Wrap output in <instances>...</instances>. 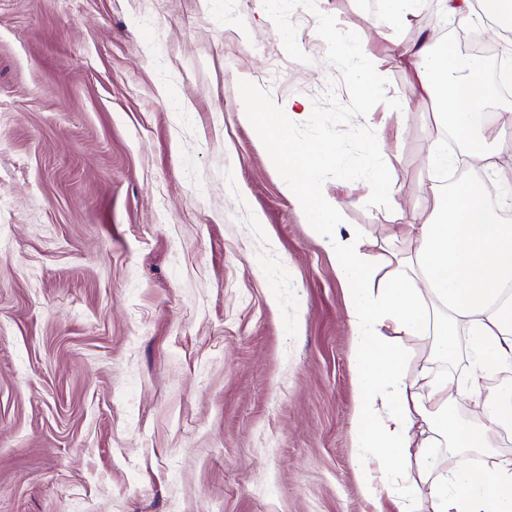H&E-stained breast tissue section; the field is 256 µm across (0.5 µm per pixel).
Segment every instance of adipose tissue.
<instances>
[{
    "mask_svg": "<svg viewBox=\"0 0 512 512\" xmlns=\"http://www.w3.org/2000/svg\"><path fill=\"white\" fill-rule=\"evenodd\" d=\"M414 65V82L433 102L439 126L471 143L472 157L487 170L502 157L500 123L485 106L491 89L479 68L461 59L434 34L404 46ZM242 115L261 132L273 159L284 168L285 191L304 210L309 224L336 244V268L348 295L357 336L354 352L362 405L354 425L362 456H382L379 474L365 473L370 494L396 497L402 508L422 501V512H512V459L438 471L434 448L477 450L512 436V387L495 391L486 403L489 422L475 424L457 413L467 390L483 375L512 368V224L503 221L479 184L448 183V154L427 157L435 172V205L419 223L399 225L396 235L412 249L392 254L384 285L371 289V266L361 242L338 229L339 203L324 199L321 175L335 161L333 145H294L284 137L277 113L260 106L248 82H241ZM466 330L476 375L468 387L422 369L407 375L405 339H435L436 352L455 348L453 333ZM415 459L428 495L410 479Z\"/></svg>",
    "mask_w": 512,
    "mask_h": 512,
    "instance_id": "adipose-tissue-1",
    "label": "adipose tissue"
}]
</instances>
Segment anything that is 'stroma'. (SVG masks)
I'll list each match as a JSON object with an SVG mask.
<instances>
[{"label":"stroma","instance_id":"35a3bbf8","mask_svg":"<svg viewBox=\"0 0 512 512\" xmlns=\"http://www.w3.org/2000/svg\"><path fill=\"white\" fill-rule=\"evenodd\" d=\"M291 59L263 0H0V512H399L355 453L354 329L315 236L237 104L247 77L299 125L348 103L318 17L386 81L395 188L330 179L381 263L433 203L441 143L403 45L445 35L385 0H314ZM408 130L396 136L388 100ZM413 366L466 375L410 341Z\"/></svg>","mask_w":512,"mask_h":512}]
</instances>
